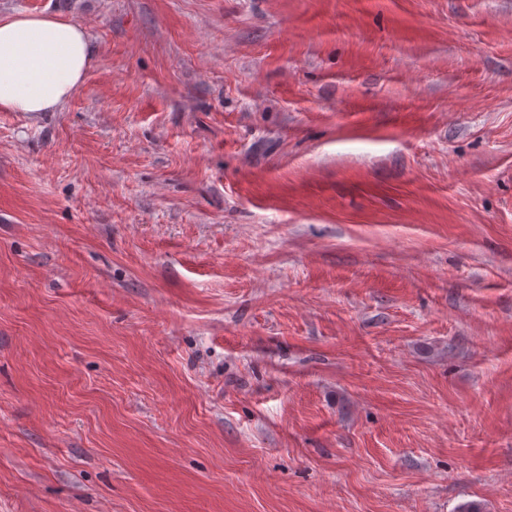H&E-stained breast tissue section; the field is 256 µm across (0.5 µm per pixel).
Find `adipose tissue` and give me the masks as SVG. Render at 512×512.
Instances as JSON below:
<instances>
[{"mask_svg": "<svg viewBox=\"0 0 512 512\" xmlns=\"http://www.w3.org/2000/svg\"><path fill=\"white\" fill-rule=\"evenodd\" d=\"M97 59L83 26L50 14H0V112H54Z\"/></svg>", "mask_w": 512, "mask_h": 512, "instance_id": "adipose-tissue-1", "label": "adipose tissue"}]
</instances>
